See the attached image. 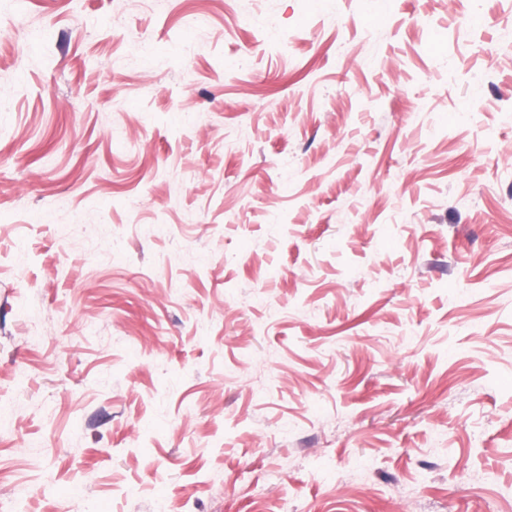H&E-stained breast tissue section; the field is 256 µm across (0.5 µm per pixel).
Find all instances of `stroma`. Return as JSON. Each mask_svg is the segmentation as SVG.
I'll list each match as a JSON object with an SVG mask.
<instances>
[{
  "label": "stroma",
  "mask_w": 512,
  "mask_h": 512,
  "mask_svg": "<svg viewBox=\"0 0 512 512\" xmlns=\"http://www.w3.org/2000/svg\"><path fill=\"white\" fill-rule=\"evenodd\" d=\"M0 512H512V0H0Z\"/></svg>",
  "instance_id": "35a3bbf8"
}]
</instances>
